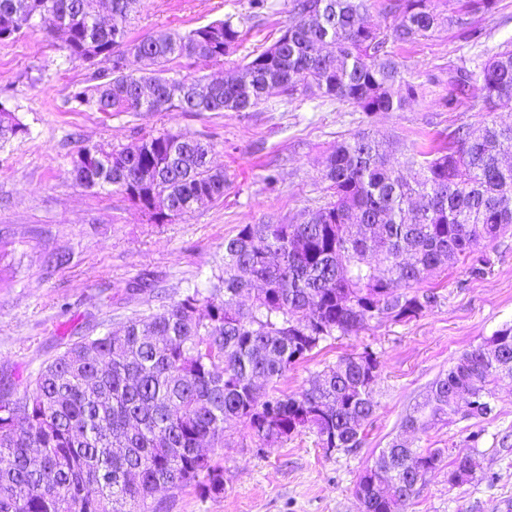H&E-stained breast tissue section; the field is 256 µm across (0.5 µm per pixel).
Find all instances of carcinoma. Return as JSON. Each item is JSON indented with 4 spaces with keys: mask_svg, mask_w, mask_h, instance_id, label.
Returning a JSON list of instances; mask_svg holds the SVG:
<instances>
[{
    "mask_svg": "<svg viewBox=\"0 0 512 512\" xmlns=\"http://www.w3.org/2000/svg\"><path fill=\"white\" fill-rule=\"evenodd\" d=\"M0 0V41L52 18L65 28L59 50L71 63L104 58L110 71L74 94L96 112H254L272 95L327 97L366 114L398 112L418 95L397 48L446 27L470 36L469 17L490 14L497 0H383L385 28L362 22L377 0H292L293 20L280 36L214 87L206 101L184 94L202 76L172 64H217L242 41L229 15L184 34L158 30L129 38L137 0ZM140 60L139 73L127 58ZM485 113L477 126L439 133L412 145L408 181L362 130L336 145L323 162L327 200L299 224H243L224 241V269L209 294L188 288L146 318L131 317L69 340L29 375L22 396H0V512H162L160 487L224 490L223 469L204 447L224 430L247 426L255 447L312 430L324 448L362 447L376 404L379 362L368 351L347 354L297 392L278 385L336 335L349 336L382 318L410 321L437 301L416 288L427 275L462 262L479 276L491 264L481 243L512 225V127L493 119L512 110V41L473 70H456L441 105ZM28 134L15 110L0 102V146ZM211 147L159 131L132 148L105 151L75 179L93 188L137 194L149 218L180 214L224 197V171L211 167ZM252 295L243 309L239 298ZM512 379V324L464 351L432 385L404 426L424 429L457 412L456 398L475 404L470 418L494 411L492 385ZM441 448L394 440L382 449L386 476L367 468L355 494L364 512H406L425 476L441 468Z\"/></svg>",
    "mask_w": 512,
    "mask_h": 512,
    "instance_id": "cac0c4a2",
    "label": "carcinoma"
}]
</instances>
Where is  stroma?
Masks as SVG:
<instances>
[{
  "instance_id": "35a3bbf8",
  "label": "stroma",
  "mask_w": 512,
  "mask_h": 512,
  "mask_svg": "<svg viewBox=\"0 0 512 512\" xmlns=\"http://www.w3.org/2000/svg\"><path fill=\"white\" fill-rule=\"evenodd\" d=\"M268 23L253 17L251 0H140L130 30L138 38L167 29L184 32L229 15L242 18L247 33L223 63L198 66L196 74L233 73L272 42V24L291 21L290 0H267ZM479 36L467 40L442 29L400 49L422 96L400 112L366 115L321 98H270L254 112H125L108 116L80 105L76 89L93 71L65 60L44 25L13 41L0 42V101L15 109L30 133L0 147V391L21 396L27 377L62 351L81 328L119 329L129 317L147 316L158 299L128 296L140 278L157 281L170 298L190 286L207 288L224 259V241L243 224L268 220L301 222L326 200L324 158L337 142L368 130L384 142L426 143L438 133L477 123L475 111L449 112L439 104L448 91L449 67L473 69L478 56L512 39V0H498L493 13L473 16ZM168 130L211 145L213 167L223 169L229 188L220 200L167 224H155L125 195L85 188L69 173L70 156L82 145L120 149L143 134ZM275 184H267L268 174ZM491 269L471 276L457 264L429 275L422 288L440 299L417 319L373 322L358 335L342 336L309 361L290 370L280 387L298 391L346 353L373 352L379 362L373 385L377 404L365 444L327 451L306 431L257 453L244 424L224 431L222 447L210 454L224 470L222 493L194 489L159 492L170 512H360L355 486L381 448L395 438L413 447L443 448L468 456L474 472L452 484L447 470L429 473L407 512H512V380L496 387V416L478 420L455 414L407 432L403 420L434 381L467 349L512 324V228L489 245ZM66 255L58 266L51 255ZM482 431L479 447L470 432Z\"/></svg>"
}]
</instances>
